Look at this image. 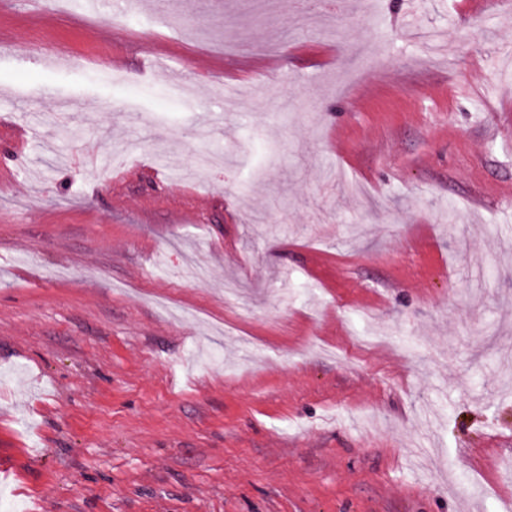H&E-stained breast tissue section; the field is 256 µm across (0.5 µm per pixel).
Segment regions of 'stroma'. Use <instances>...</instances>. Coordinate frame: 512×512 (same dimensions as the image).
Instances as JSON below:
<instances>
[{
    "mask_svg": "<svg viewBox=\"0 0 512 512\" xmlns=\"http://www.w3.org/2000/svg\"><path fill=\"white\" fill-rule=\"evenodd\" d=\"M137 13L0 0V512H505L512 0Z\"/></svg>",
    "mask_w": 512,
    "mask_h": 512,
    "instance_id": "35a3bbf8",
    "label": "stroma"
}]
</instances>
